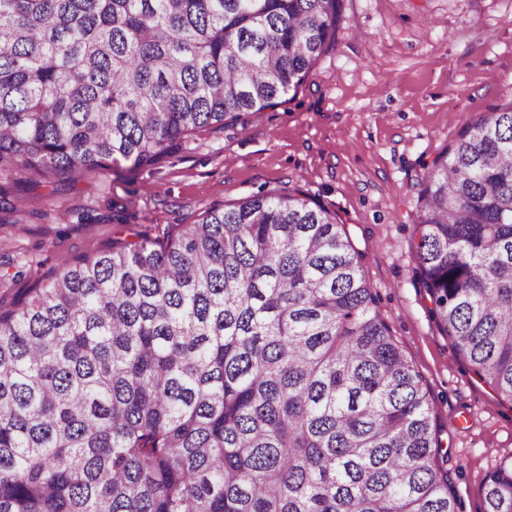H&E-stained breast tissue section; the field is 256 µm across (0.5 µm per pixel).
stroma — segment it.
Here are the masks:
<instances>
[{
	"instance_id": "obj_1",
	"label": "stroma",
	"mask_w": 512,
	"mask_h": 512,
	"mask_svg": "<svg viewBox=\"0 0 512 512\" xmlns=\"http://www.w3.org/2000/svg\"><path fill=\"white\" fill-rule=\"evenodd\" d=\"M512 99V0H341L332 48L247 125L184 137L155 164L84 168L18 192L0 171V312L113 241L165 240L210 207L296 188L346 225L380 312L424 380L458 512L512 456V404L439 329L413 249L419 183L461 130Z\"/></svg>"
}]
</instances>
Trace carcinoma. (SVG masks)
Masks as SVG:
<instances>
[{
    "instance_id": "1",
    "label": "carcinoma",
    "mask_w": 512,
    "mask_h": 512,
    "mask_svg": "<svg viewBox=\"0 0 512 512\" xmlns=\"http://www.w3.org/2000/svg\"><path fill=\"white\" fill-rule=\"evenodd\" d=\"M341 0H0V169L149 166L303 85ZM439 327L512 404V100L419 191ZM421 376L336 214L271 191L0 314V512H458ZM512 512V462L484 482Z\"/></svg>"
}]
</instances>
